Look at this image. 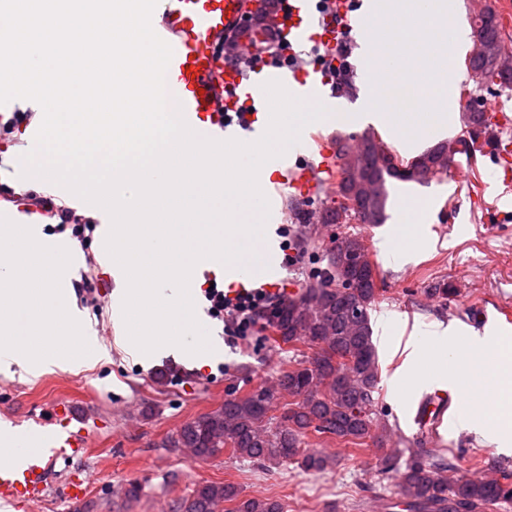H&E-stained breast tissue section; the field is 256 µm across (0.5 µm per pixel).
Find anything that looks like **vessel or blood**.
<instances>
[{"label": "vessel or blood", "mask_w": 512, "mask_h": 512, "mask_svg": "<svg viewBox=\"0 0 512 512\" xmlns=\"http://www.w3.org/2000/svg\"><path fill=\"white\" fill-rule=\"evenodd\" d=\"M243 0H158L151 23L159 38L168 43L173 56L168 64L165 85L177 91L182 115L199 136L220 141L231 126L225 113L244 111L241 130L251 133L267 126L269 116L262 98V86L279 80L294 96L308 102L335 100L330 92V77L320 67L298 65L269 67L251 63L253 46H244L236 63L224 58V42L242 23ZM334 13H320L315 0H284L270 30L272 37L301 47L334 44L342 28L339 18L347 17V0H333ZM319 163L289 165L285 158L269 161L278 181L292 185L303 195L314 194L319 186L316 175L332 173L333 154L326 144H319ZM286 265L272 258L262 268H228L224 283L230 294H243L262 286L274 294L287 293ZM486 387L475 385L465 374L459 375L455 390L437 389L420 398L414 422L419 427L442 425L445 417H457L463 407L462 396L486 399ZM59 426L51 444L40 439L29 441L16 452L14 460L0 463V503L26 512L29 504L42 498L50 473L58 460L78 456L86 446L85 427H73L76 413L61 407Z\"/></svg>", "instance_id": "obj_1"}]
</instances>
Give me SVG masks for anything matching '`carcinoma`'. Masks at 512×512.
<instances>
[{
	"label": "carcinoma",
	"instance_id": "obj_1",
	"mask_svg": "<svg viewBox=\"0 0 512 512\" xmlns=\"http://www.w3.org/2000/svg\"><path fill=\"white\" fill-rule=\"evenodd\" d=\"M475 50L467 65L473 92L478 80L512 88V68L503 65L508 50L504 27L492 7L473 18ZM463 133L457 152L470 153L476 136L493 130L487 113L464 109ZM335 198L315 213L298 201L289 203L296 224H382L393 182L425 183L448 171V144L437 143L411 158L401 156L373 132L352 146L336 142ZM413 164L419 172L402 169ZM325 268L313 282L277 306L275 341L298 352L311 350L279 373L276 384H261L243 396L185 422L166 440L169 448H185L206 460L224 451L267 467L293 465L304 472H321L332 458L309 447L308 435L336 439L346 448H375L390 468L396 454L385 447L386 428L377 418L379 363L370 312L378 297V271L362 233L346 231L326 249ZM337 282L352 287L336 288ZM288 398L279 415L274 403ZM456 466L445 456L420 449L405 466L395 469L397 495L413 512H491L512 502V470L504 467L484 476L452 475ZM284 512L274 497H248L235 484H198L181 499L176 512Z\"/></svg>",
	"mask_w": 512,
	"mask_h": 512
}]
</instances>
